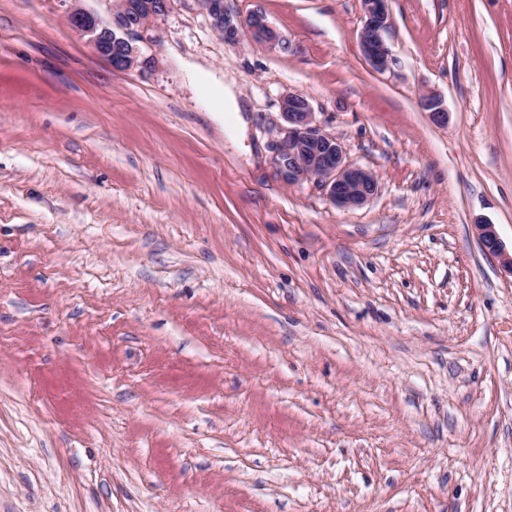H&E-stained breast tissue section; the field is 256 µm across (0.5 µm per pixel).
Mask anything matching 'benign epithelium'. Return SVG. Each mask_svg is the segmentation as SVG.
<instances>
[{
	"instance_id": "1",
	"label": "benign epithelium",
	"mask_w": 512,
	"mask_h": 512,
	"mask_svg": "<svg viewBox=\"0 0 512 512\" xmlns=\"http://www.w3.org/2000/svg\"><path fill=\"white\" fill-rule=\"evenodd\" d=\"M116 2L121 7H113V17L109 19L73 8L67 21L75 32L87 38L94 52L106 58L114 68L129 70L147 60L144 50L157 42V37L152 35V22L169 12L173 0ZM194 2L226 42L247 38L271 47L280 43L278 32L258 10L233 23L224 11V0ZM388 2L362 0L361 49L369 66L377 72L387 70L391 62L384 38L390 25ZM422 106L437 124L445 123L448 118L441 100L433 95L425 96ZM278 107L280 121L277 123L278 139L273 145V164L285 181L291 184L312 182L341 207L362 205L376 194L375 176L346 161L341 142L319 125L306 96L288 92L280 97ZM476 230L483 251L503 259L504 266L512 272V256H506L494 225L478 224Z\"/></svg>"
}]
</instances>
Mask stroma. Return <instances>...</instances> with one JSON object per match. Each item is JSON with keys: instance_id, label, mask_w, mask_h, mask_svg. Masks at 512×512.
<instances>
[{"instance_id": "obj_1", "label": "stroma", "mask_w": 512, "mask_h": 512, "mask_svg": "<svg viewBox=\"0 0 512 512\" xmlns=\"http://www.w3.org/2000/svg\"><path fill=\"white\" fill-rule=\"evenodd\" d=\"M0 0V512H512V0H224L114 70ZM245 146L217 113L225 78ZM312 103L376 194L332 204L272 157ZM441 99L431 121L424 95ZM194 2L205 12L211 26L225 42H239L247 38L256 43L276 47L281 41L276 29L258 10L251 12L244 20L232 23L224 11V0H194ZM389 0H362L364 14L360 31L363 56L369 66L377 72L389 68L391 55L384 34L390 25ZM478 239L483 251L493 257L502 258L504 266L512 272V254L507 257L492 224H476Z\"/></svg>"}]
</instances>
